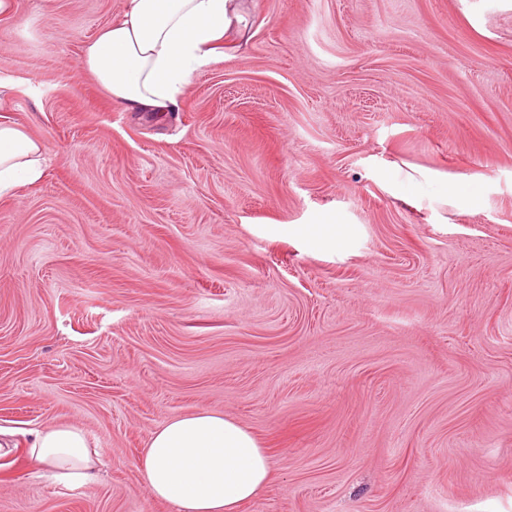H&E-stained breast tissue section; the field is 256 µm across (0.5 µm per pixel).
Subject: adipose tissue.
<instances>
[{
  "mask_svg": "<svg viewBox=\"0 0 512 512\" xmlns=\"http://www.w3.org/2000/svg\"><path fill=\"white\" fill-rule=\"evenodd\" d=\"M247 0H127L123 14L82 50L84 70L112 100L133 112L173 111L194 72L224 41L245 40ZM46 165L42 142L0 122V198L37 184ZM65 485L92 480L101 452L72 425L38 431L28 450ZM272 460L247 428L217 411L185 414L151 436L141 469L153 498L173 512H240L268 481Z\"/></svg>",
  "mask_w": 512,
  "mask_h": 512,
  "instance_id": "1",
  "label": "adipose tissue"
}]
</instances>
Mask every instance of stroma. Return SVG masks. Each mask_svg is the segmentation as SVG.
Wrapping results in <instances>:
<instances>
[{"label":"stroma","instance_id":"obj_1","mask_svg":"<svg viewBox=\"0 0 512 512\" xmlns=\"http://www.w3.org/2000/svg\"><path fill=\"white\" fill-rule=\"evenodd\" d=\"M124 6L0 19L48 158L0 199V512H172L144 450L210 410L274 463L241 512H512V0H249L163 116L81 68ZM51 425L93 480L30 461ZM295 231L308 236L315 244L341 243L348 235V229L343 224H312ZM28 454L35 465L54 471L65 485L92 480L101 456L100 449L90 448L85 432L72 425H51L38 431Z\"/></svg>","mask_w":512,"mask_h":512}]
</instances>
